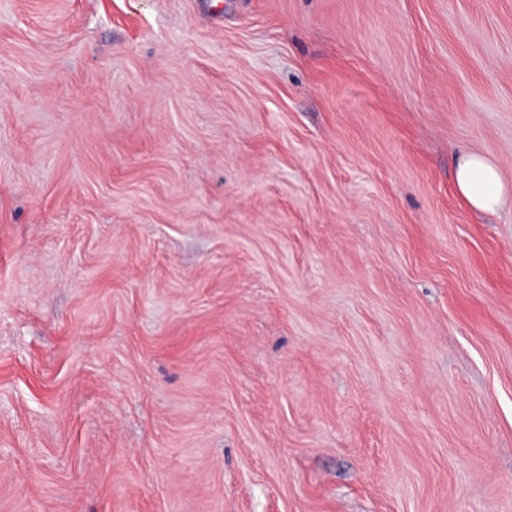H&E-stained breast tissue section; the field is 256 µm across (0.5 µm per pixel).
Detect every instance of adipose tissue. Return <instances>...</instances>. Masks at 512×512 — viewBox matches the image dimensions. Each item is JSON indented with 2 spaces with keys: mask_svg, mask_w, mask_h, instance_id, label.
Listing matches in <instances>:
<instances>
[{
  "mask_svg": "<svg viewBox=\"0 0 512 512\" xmlns=\"http://www.w3.org/2000/svg\"><path fill=\"white\" fill-rule=\"evenodd\" d=\"M455 186L459 196L473 209H498L508 190L497 168L477 153L464 154L457 164Z\"/></svg>",
  "mask_w": 512,
  "mask_h": 512,
  "instance_id": "adipose-tissue-1",
  "label": "adipose tissue"
}]
</instances>
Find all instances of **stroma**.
Here are the masks:
<instances>
[{"label": "stroma", "mask_w": 512, "mask_h": 512, "mask_svg": "<svg viewBox=\"0 0 512 512\" xmlns=\"http://www.w3.org/2000/svg\"><path fill=\"white\" fill-rule=\"evenodd\" d=\"M512 0H0V512H512ZM455 186L459 196L473 209L494 212L508 187L497 168L477 153L464 154L457 164Z\"/></svg>", "instance_id": "obj_1"}]
</instances>
